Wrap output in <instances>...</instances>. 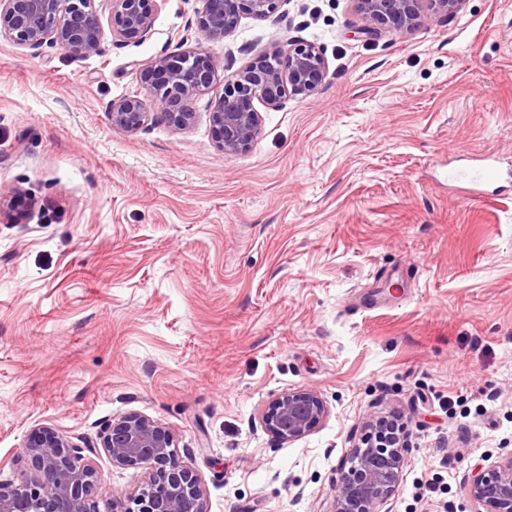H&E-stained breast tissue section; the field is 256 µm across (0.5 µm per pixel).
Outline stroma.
Here are the masks:
<instances>
[{
	"mask_svg": "<svg viewBox=\"0 0 512 512\" xmlns=\"http://www.w3.org/2000/svg\"><path fill=\"white\" fill-rule=\"evenodd\" d=\"M94 6L89 56L0 35V194L24 212L0 223V470L26 469L37 424L92 440L136 411L173 430L210 512H330L365 421L388 417L410 450L381 512H474V472L512 448V186L470 200L448 171L512 167V0L373 34L356 0H281L216 39L204 0H163L139 43ZM297 42L326 81L225 154V73ZM194 48L221 71L192 126L113 127L108 102ZM299 389L328 415L279 441L261 413ZM95 462L121 510L141 470Z\"/></svg>",
	"mask_w": 512,
	"mask_h": 512,
	"instance_id": "35a3bbf8",
	"label": "stroma"
}]
</instances>
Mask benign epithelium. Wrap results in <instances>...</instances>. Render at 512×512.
Listing matches in <instances>:
<instances>
[{
	"mask_svg": "<svg viewBox=\"0 0 512 512\" xmlns=\"http://www.w3.org/2000/svg\"><path fill=\"white\" fill-rule=\"evenodd\" d=\"M281 0H206L197 28L211 38L235 29L242 15L266 18ZM112 38L141 42L152 30L157 0H110ZM361 32L379 26L401 32L419 19L420 0H357ZM0 33L15 44L38 50L62 48L85 56L99 51L103 30L94 0H0ZM216 63L208 54L187 51L161 56L151 65L149 95L129 93L112 101V126L137 133L157 120L176 129L195 118L188 101L209 88ZM328 75L322 52L297 44L284 55L271 50L243 70L224 76L223 92L211 102L212 131L226 154L247 151L262 132L259 101L278 107L286 92L313 95ZM319 395L290 390L269 404L262 420L283 442L298 440L327 416ZM390 422H368L367 432L352 448L346 470L336 479L331 512H380L398 488L407 445L390 435ZM104 452L115 467L143 470L142 481L128 497L124 512H209L199 473L180 457L175 435L165 424L137 412L113 416L99 426L97 441L69 436L39 424L25 436L22 453L29 470L0 480V512H100L102 473L93 457ZM475 512H512V451L497 465L479 470L468 486Z\"/></svg>",
	"mask_w": 512,
	"mask_h": 512,
	"instance_id": "7a95c632",
	"label": "benign epithelium"
}]
</instances>
